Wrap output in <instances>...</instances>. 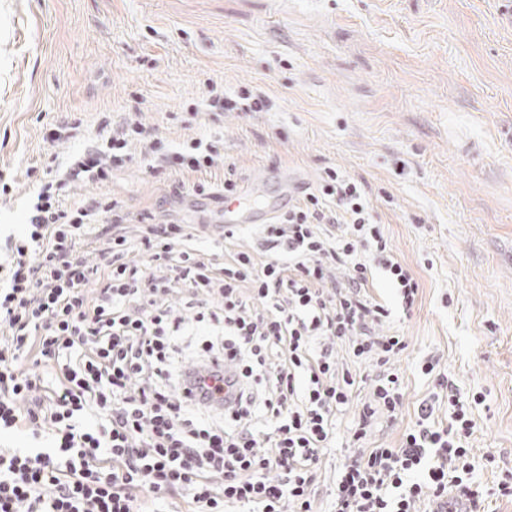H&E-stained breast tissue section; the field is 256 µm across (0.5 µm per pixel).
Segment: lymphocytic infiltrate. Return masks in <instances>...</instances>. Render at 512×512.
<instances>
[{"label": "lymphocytic infiltrate", "mask_w": 512, "mask_h": 512, "mask_svg": "<svg viewBox=\"0 0 512 512\" xmlns=\"http://www.w3.org/2000/svg\"><path fill=\"white\" fill-rule=\"evenodd\" d=\"M151 137L127 118L57 164L22 231L0 243V434L31 441L0 448V512H143L179 499L191 512H315L318 464L347 410L353 450L331 512L477 508L482 396L463 400L436 362L421 371L446 397L447 422L426 399L398 446L366 445L403 407L396 363L408 343L381 328L393 308H414L420 284L364 186L325 170L260 225L261 263L232 250L239 224L205 254L206 225H136L108 196L66 205L69 186L108 184L130 144ZM378 275L396 306L373 295ZM339 343L352 366L338 367Z\"/></svg>", "instance_id": "obj_1"}]
</instances>
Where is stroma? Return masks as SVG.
<instances>
[{"instance_id":"35a3bbf8","label":"stroma","mask_w":512,"mask_h":512,"mask_svg":"<svg viewBox=\"0 0 512 512\" xmlns=\"http://www.w3.org/2000/svg\"><path fill=\"white\" fill-rule=\"evenodd\" d=\"M512 0H0V237L20 233L36 189L26 175L68 158L103 121L154 128L160 152L220 139L207 173L153 170L130 148L107 185L78 183L67 202L108 195L163 224H220V203L187 190L288 169L316 185L324 168L365 182L397 256L420 282L418 305L384 332L406 336L404 408L375 428L395 443L433 390L419 364L439 360L463 395L481 393L471 438L481 512L512 475ZM248 88L265 112H208V84ZM81 119L49 143L50 123Z\"/></svg>"}]
</instances>
